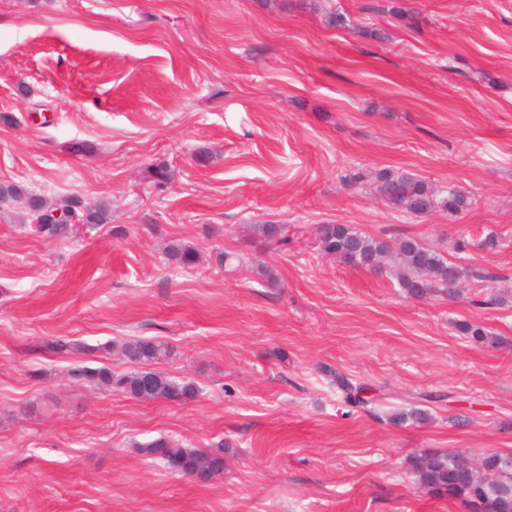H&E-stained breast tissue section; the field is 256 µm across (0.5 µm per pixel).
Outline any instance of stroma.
<instances>
[{
    "mask_svg": "<svg viewBox=\"0 0 512 512\" xmlns=\"http://www.w3.org/2000/svg\"><path fill=\"white\" fill-rule=\"evenodd\" d=\"M380 170L473 204L397 212ZM0 184L112 206L58 242L0 207V512H466L420 489L409 456L512 454V0H0ZM322 224L498 279L413 299L323 254ZM175 239L195 268L165 258ZM134 337L167 343L160 370L197 398L70 377L130 371ZM341 377L372 403L345 407ZM413 407L426 420L391 423ZM162 435L223 445V475H173L142 451Z\"/></svg>",
    "mask_w": 512,
    "mask_h": 512,
    "instance_id": "obj_1",
    "label": "stroma"
}]
</instances>
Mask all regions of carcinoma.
<instances>
[{
	"label": "carcinoma",
	"instance_id": "cac0c4a2",
	"mask_svg": "<svg viewBox=\"0 0 512 512\" xmlns=\"http://www.w3.org/2000/svg\"><path fill=\"white\" fill-rule=\"evenodd\" d=\"M377 192L390 207L416 216L427 215L438 208L452 214L469 209L471 196L454 187L448 188L441 198L424 180L407 172L381 171L376 176ZM34 196L13 184L0 185V202L15 203L27 210L35 219L31 229L54 240H67L73 236L72 225L60 224L54 212L62 210L86 220V225L108 224L109 207L105 203L83 207L76 200H65L46 212L34 213ZM255 235L269 244L279 246L289 241L285 224H255ZM320 248L340 263L372 270H384L383 261L396 253L398 262L389 271L408 296L421 298L439 293L452 297L459 292L462 281L493 282L497 276L475 267H463L448 261L440 252L419 241L408 238L394 247L389 242L367 236L347 224H322L318 228ZM168 259L185 269L196 265L198 249L179 239L172 241L165 251ZM465 336L488 345L497 344L485 328L475 321L454 324ZM124 356L140 368L116 375L107 367L78 365L71 376L95 387L122 390L141 398L187 402L196 399L200 387L188 379L177 380L154 368L159 360L170 355L167 344L153 338L140 337L122 346ZM343 401L351 407L362 408L368 403L363 392L367 387L341 380ZM145 454L158 460L171 473L191 477L202 475L211 480L224 473V448H189L169 437H159L143 447ZM409 467L418 485L427 493L465 503L469 512H512V455L489 454L479 465L464 468L452 454L426 450L409 458Z\"/></svg>",
	"mask_w": 512,
	"mask_h": 512
}]
</instances>
